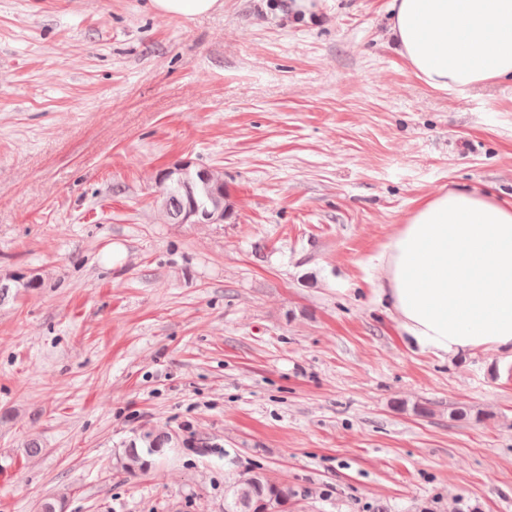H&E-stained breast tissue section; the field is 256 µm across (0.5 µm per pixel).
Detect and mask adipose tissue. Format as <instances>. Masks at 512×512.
Here are the masks:
<instances>
[{
	"label": "adipose tissue",
	"instance_id": "1",
	"mask_svg": "<svg viewBox=\"0 0 512 512\" xmlns=\"http://www.w3.org/2000/svg\"><path fill=\"white\" fill-rule=\"evenodd\" d=\"M388 37L445 92L512 76V0H391ZM379 298L411 345L437 356L512 355V199L418 198L384 254Z\"/></svg>",
	"mask_w": 512,
	"mask_h": 512
}]
</instances>
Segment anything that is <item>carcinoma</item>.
Returning <instances> with one entry per match:
<instances>
[{"instance_id":"carcinoma-1","label":"carcinoma","mask_w":512,"mask_h":512,"mask_svg":"<svg viewBox=\"0 0 512 512\" xmlns=\"http://www.w3.org/2000/svg\"><path fill=\"white\" fill-rule=\"evenodd\" d=\"M217 198H224V172L213 168L206 182L190 175L181 185L160 186L156 205L169 223L177 224L188 210L194 207L203 210ZM144 443L145 451L132 448L126 452L123 466L127 473L147 470L152 464L151 457L164 454L169 439L148 434ZM292 496L288 485L271 479L264 471L251 470L235 477L225 489L224 512H284Z\"/></svg>"}]
</instances>
